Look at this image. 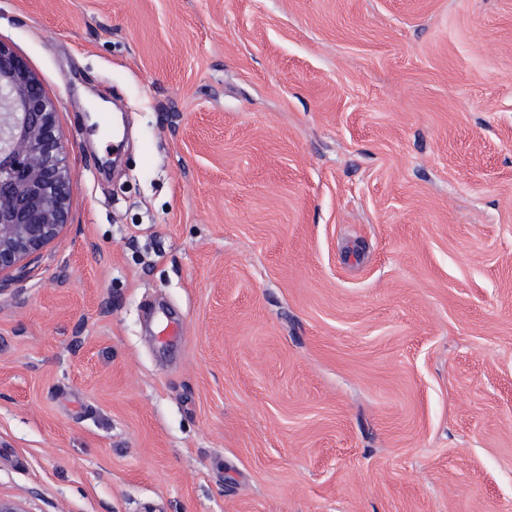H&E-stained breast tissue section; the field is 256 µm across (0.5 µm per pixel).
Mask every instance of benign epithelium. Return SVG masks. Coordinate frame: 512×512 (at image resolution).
<instances>
[{"mask_svg":"<svg viewBox=\"0 0 512 512\" xmlns=\"http://www.w3.org/2000/svg\"><path fill=\"white\" fill-rule=\"evenodd\" d=\"M72 177L54 103L0 43V276L61 234Z\"/></svg>","mask_w":512,"mask_h":512,"instance_id":"1","label":"benign epithelium"}]
</instances>
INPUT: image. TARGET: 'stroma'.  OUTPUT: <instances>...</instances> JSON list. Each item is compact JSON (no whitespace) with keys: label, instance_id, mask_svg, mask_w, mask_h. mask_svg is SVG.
<instances>
[{"label":"stroma","instance_id":"1","mask_svg":"<svg viewBox=\"0 0 512 512\" xmlns=\"http://www.w3.org/2000/svg\"><path fill=\"white\" fill-rule=\"evenodd\" d=\"M0 42L74 174L0 277V498L512 512V0H0Z\"/></svg>","mask_w":512,"mask_h":512}]
</instances>
